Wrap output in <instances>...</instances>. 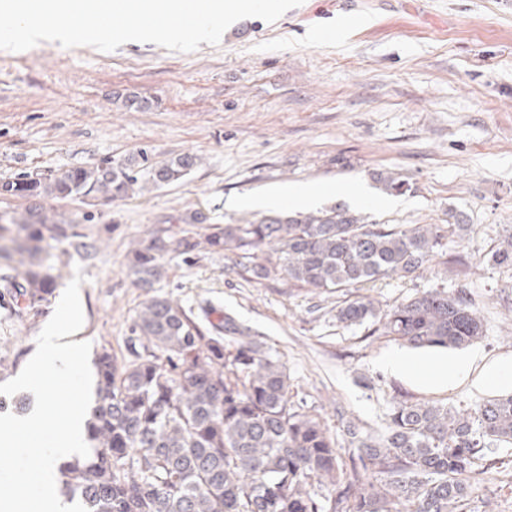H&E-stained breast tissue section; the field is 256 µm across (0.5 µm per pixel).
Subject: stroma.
<instances>
[{"mask_svg": "<svg viewBox=\"0 0 512 512\" xmlns=\"http://www.w3.org/2000/svg\"><path fill=\"white\" fill-rule=\"evenodd\" d=\"M344 0H303L275 23L240 20L215 45L190 53L126 43H42L0 50V182L22 171L56 174L148 151L162 160L191 152L200 162L180 182L109 203L60 201L97 253L44 238L59 287L75 271L92 352L129 358L131 326L146 298L128 274L131 248L161 227L171 235L200 211L213 224L266 215L256 200L298 185L317 186V206L343 203L384 224H469L448 251L463 270L439 262L409 278L378 281L370 293L393 305L439 286L471 296L484 333L482 355L448 386L385 372L383 358L412 353L456 359L457 349H416L369 326L337 324V305L355 291L318 293L272 277L256 280L220 255L167 261L163 293L192 309L201 326L232 314L288 368L294 403L320 413L332 434L340 416L379 428L393 393L465 405L512 391V271L487 264L512 236V0H357L366 25L317 42L335 27ZM142 100L127 108L126 96ZM392 172L410 191L384 193ZM58 297L23 319L0 309V383L36 347ZM497 366L481 387L472 380ZM467 512H512V449L473 478Z\"/></svg>", "mask_w": 512, "mask_h": 512, "instance_id": "1", "label": "stroma"}]
</instances>
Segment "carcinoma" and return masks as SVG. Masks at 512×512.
Returning a JSON list of instances; mask_svg holds the SVG:
<instances>
[{
  "instance_id": "1",
  "label": "carcinoma",
  "mask_w": 512,
  "mask_h": 512,
  "mask_svg": "<svg viewBox=\"0 0 512 512\" xmlns=\"http://www.w3.org/2000/svg\"><path fill=\"white\" fill-rule=\"evenodd\" d=\"M198 164L191 152L154 160L140 151L119 161L73 167L55 176L21 172L0 195L27 201L20 215L0 217V240L55 238L89 251L73 220L48 203L124 198L148 185L178 182ZM388 194L410 190L392 175L377 178ZM470 225L377 224L343 203L278 214L247 224L192 229L170 239L161 230L127 255L145 291L132 333V359L97 356L96 405L87 424V458L62 470L64 489L88 512H464L473 474L512 447V393L469 406L409 396L392 398L385 425L371 429L341 419L351 466L319 414L289 398L280 358L251 329L226 314L203 330L171 297L156 290L164 257L222 254L257 279L280 275L321 293L406 278L432 260L464 265L448 243ZM488 262L512 269V237ZM56 279L39 265L0 275V308L21 317L49 301ZM336 322L371 324L373 332L420 349L467 346L482 322L462 290L417 293L386 308L367 297L336 306ZM234 346L231 356L224 347Z\"/></svg>"
}]
</instances>
